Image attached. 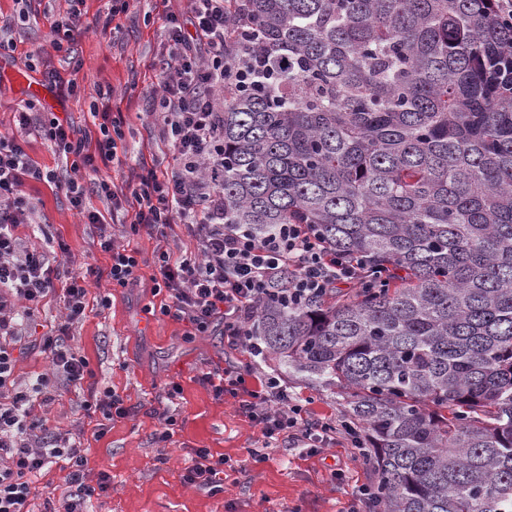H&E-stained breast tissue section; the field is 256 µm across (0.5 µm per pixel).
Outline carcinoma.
Masks as SVG:
<instances>
[{
	"instance_id": "1",
	"label": "carcinoma",
	"mask_w": 512,
	"mask_h": 512,
	"mask_svg": "<svg viewBox=\"0 0 512 512\" xmlns=\"http://www.w3.org/2000/svg\"><path fill=\"white\" fill-rule=\"evenodd\" d=\"M224 223L383 270L270 295L248 335L343 398L367 512H512V29L492 0H247Z\"/></svg>"
}]
</instances>
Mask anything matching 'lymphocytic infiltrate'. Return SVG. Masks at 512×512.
Returning a JSON list of instances; mask_svg holds the SVG:
<instances>
[{"mask_svg":"<svg viewBox=\"0 0 512 512\" xmlns=\"http://www.w3.org/2000/svg\"><path fill=\"white\" fill-rule=\"evenodd\" d=\"M84 2L69 0L39 55L71 53L87 31ZM243 2L183 0V8L166 13L159 92L151 115L172 153L170 170L161 173L144 166L135 180L114 187L108 170L118 158L124 133L120 120L108 112L95 113L99 135L94 140L53 112H20L18 130L0 132V512H28L32 476L61 461L67 464L66 481L73 489L65 512H84L96 492L87 482L79 443L32 415L34 398L54 400L62 388L81 386L92 374L68 338L85 314V282L96 270L86 267L65 286H56L47 253L28 246L18 233L19 227L38 219L39 203L24 189L28 180L53 184L82 223L95 226L97 244L110 260L108 275L120 287L135 280L138 261L113 237L104 215L87 208L88 195L105 198L113 211L128 217L132 232L166 237L184 227L196 247L190 252L160 251L157 286L172 301L161 307V314L177 311L194 335L206 333L220 318L227 342L250 348L247 324L254 307L285 271L292 274V301L358 283L360 264L329 251L304 225L281 224L257 238L241 225L224 221V88L246 84L250 78L249 70L238 64ZM33 130L58 154L71 158L69 169L46 171L35 164L27 152V136ZM55 293L63 298L64 319L53 330L36 334L27 317ZM26 338L36 339L51 371L23 386L16 383L14 369ZM201 379L215 396L237 398L242 413L260 428L266 446L291 437L316 452L336 438L335 425L304 417L302 405L291 399L280 377L263 374L250 381L231 365L221 372H203ZM183 480L191 487L223 491L224 461L207 449H196Z\"/></svg>","mask_w":512,"mask_h":512,"instance_id":"f902f5d3","label":"lymphocytic infiltrate"}]
</instances>
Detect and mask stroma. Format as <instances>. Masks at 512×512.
<instances>
[{"mask_svg":"<svg viewBox=\"0 0 512 512\" xmlns=\"http://www.w3.org/2000/svg\"><path fill=\"white\" fill-rule=\"evenodd\" d=\"M44 4L46 13L22 20L15 0H0V13L14 19L10 36L16 44L13 58L0 61V131L13 128L16 113L32 99L27 82L47 83V69L62 81H75L80 92L62 103L44 99V106L67 114L82 129L93 127L89 107L99 90L113 89L126 136L111 176L116 186H124L141 164L163 156L150 116L156 53L165 31L163 0H141L114 17L109 0H86L85 22L106 26V35L83 37L72 58L55 57L48 66L32 69L29 54L43 45L53 13L67 7L66 0ZM27 191L41 203L44 227L28 240L52 252L61 282H69L85 264L105 272L109 257L98 248L93 225L82 223L51 184L32 181ZM112 231L134 252L138 278L125 288L105 275L87 280L88 308L71 343L93 375L81 388L64 390L51 402L36 401L34 407L47 426L79 435L89 483L105 480L104 491L91 498L89 512H347L360 487L376 482L373 465L342 435L315 454L288 444L264 448L259 427L242 414L237 400L216 397L199 379L201 372L223 370L230 362L244 370L252 366L245 349L225 341L223 320L193 336L186 321L160 314L165 296L156 290L155 256L163 245L174 251L193 249L191 237L182 233L163 243L147 232H131L126 224L113 225ZM174 384L179 393L173 398L169 391ZM286 385L309 419L339 423L344 408L336 394L292 379ZM105 390L122 399L129 413L102 426L81 405ZM168 415L176 425L172 437L161 441L156 433ZM197 448L224 459L223 492L184 484L182 474ZM254 448L264 449L263 462L252 461ZM66 473L60 462L34 478L30 512H64L70 493Z\"/></svg>","mask_w":512,"mask_h":512,"instance_id":"1","label":"stroma"}]
</instances>
